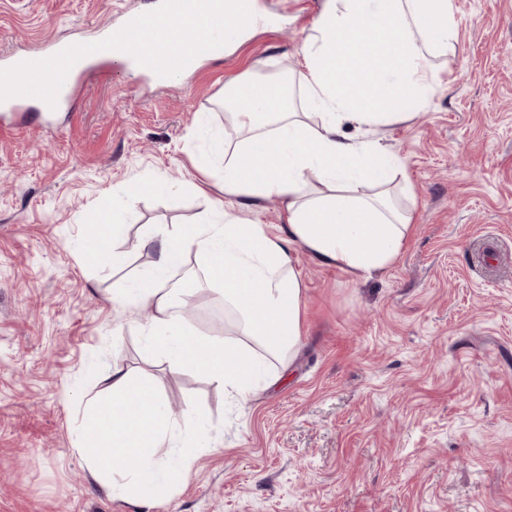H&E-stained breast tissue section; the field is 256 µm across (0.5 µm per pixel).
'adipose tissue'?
<instances>
[{
    "label": "adipose tissue",
    "instance_id": "1",
    "mask_svg": "<svg viewBox=\"0 0 512 512\" xmlns=\"http://www.w3.org/2000/svg\"><path fill=\"white\" fill-rule=\"evenodd\" d=\"M312 30L302 49L303 105L279 84L252 79L212 144L224 158L225 200L248 208L278 199L286 235L229 209L220 223L150 227L144 237L158 242L157 259L118 291L123 303L151 309L144 336L152 351L172 369L207 375L240 403L275 386L301 345L295 246L355 277L401 255L414 221L413 205L393 200L403 165L341 128L390 125L426 108L438 84L434 60L458 41L453 0H326ZM310 108L320 111L313 125ZM191 252L233 313L238 340L184 333V291L170 282ZM203 431L194 422L187 440L176 441L163 399L116 367L111 396L85 404L79 452L113 496L146 507L189 477L197 453L190 440ZM110 446L120 451L112 460Z\"/></svg>",
    "mask_w": 512,
    "mask_h": 512
}]
</instances>
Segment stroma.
I'll return each mask as SVG.
<instances>
[{"mask_svg":"<svg viewBox=\"0 0 512 512\" xmlns=\"http://www.w3.org/2000/svg\"><path fill=\"white\" fill-rule=\"evenodd\" d=\"M459 39L410 120L370 139L405 165L415 219L389 268L353 279L297 248L301 349L245 403L149 352L150 312L113 299L149 267L145 226L196 224L223 200L201 123L224 128L227 87L251 74L300 81L324 0H265L222 56L167 86L106 68L71 113L34 101L0 117V512H138L89 473L77 423L112 368L149 379L177 431L209 432L192 476L153 512H512V0H454ZM155 0H0V51L89 42ZM124 265L84 248L100 204L134 182ZM502 256L498 266L490 259ZM189 330L236 328L201 288Z\"/></svg>","mask_w":512,"mask_h":512,"instance_id":"1","label":"stroma"}]
</instances>
